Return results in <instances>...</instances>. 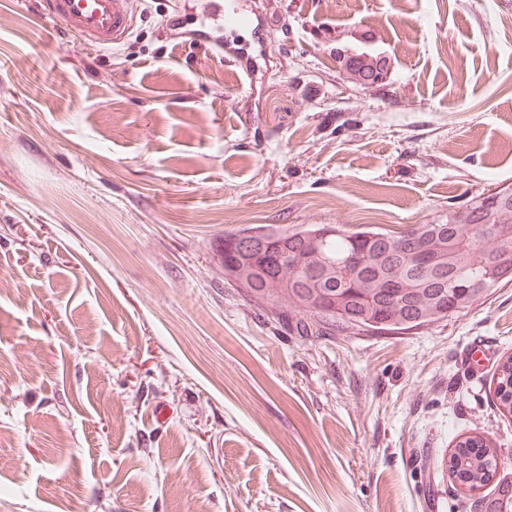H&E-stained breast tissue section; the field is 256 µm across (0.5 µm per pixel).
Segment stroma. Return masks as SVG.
I'll return each mask as SVG.
<instances>
[{
  "instance_id": "35a3bbf8",
  "label": "stroma",
  "mask_w": 512,
  "mask_h": 512,
  "mask_svg": "<svg viewBox=\"0 0 512 512\" xmlns=\"http://www.w3.org/2000/svg\"><path fill=\"white\" fill-rule=\"evenodd\" d=\"M84 45L0 0V512H487L512 282L404 334L306 338L224 282L246 226L400 230L512 184V0H132ZM179 10L182 33L166 16ZM391 60L348 83L337 49ZM211 7V16L209 19L221 22L226 32L234 33L238 28L250 23L249 19L239 15L235 10L228 11L224 6L223 0H209ZM466 459H484V474L480 483L467 484L469 490L481 488L490 483L498 474L500 457L497 451L490 448L482 435L467 436L455 442L448 451V474L458 485L466 484L473 478L465 465Z\"/></svg>"
}]
</instances>
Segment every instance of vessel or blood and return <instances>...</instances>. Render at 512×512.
Listing matches in <instances>:
<instances>
[{"label": "vessel or blood", "instance_id": "b4317fda", "mask_svg": "<svg viewBox=\"0 0 512 512\" xmlns=\"http://www.w3.org/2000/svg\"><path fill=\"white\" fill-rule=\"evenodd\" d=\"M210 3L212 20L222 23L226 32L246 25V17L228 11L224 0ZM38 6L45 19L99 48L122 43L134 26L130 0H38Z\"/></svg>", "mask_w": 512, "mask_h": 512}]
</instances>
